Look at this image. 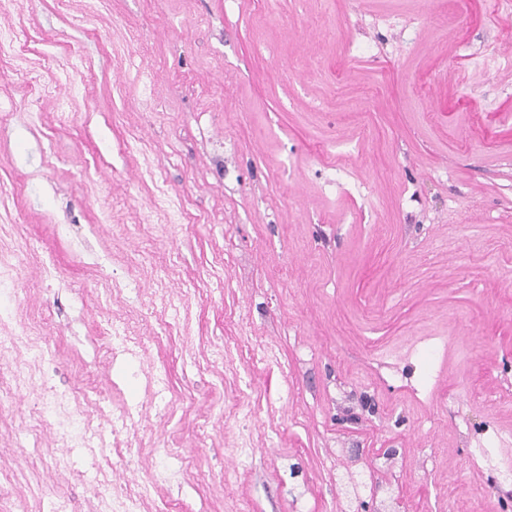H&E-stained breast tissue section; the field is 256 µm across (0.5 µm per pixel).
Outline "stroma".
Instances as JSON below:
<instances>
[{
  "label": "stroma",
  "mask_w": 512,
  "mask_h": 512,
  "mask_svg": "<svg viewBox=\"0 0 512 512\" xmlns=\"http://www.w3.org/2000/svg\"><path fill=\"white\" fill-rule=\"evenodd\" d=\"M497 2L0 12V242L36 245L20 312L50 317L55 392L141 403L148 374L92 339L107 312L138 318L172 406L129 425L111 462L152 487L150 512H336L352 447L379 468L398 449L406 512H512V67L496 62L512 12ZM204 131L230 138L223 162ZM39 402L0 416V512H49L54 492L87 512V459L61 474L20 437Z\"/></svg>",
  "instance_id": "obj_1"
}]
</instances>
